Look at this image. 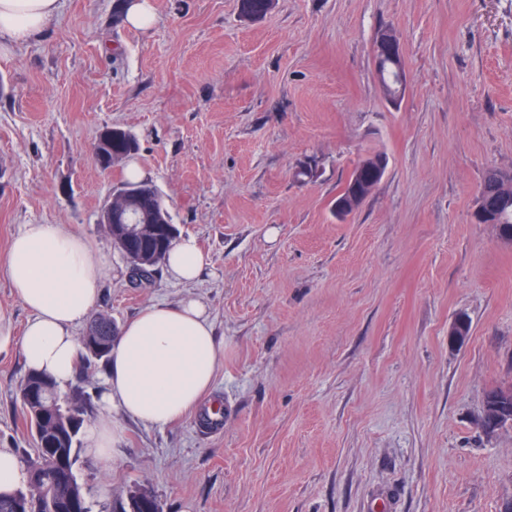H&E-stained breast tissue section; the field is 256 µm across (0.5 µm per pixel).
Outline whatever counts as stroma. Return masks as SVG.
Returning <instances> with one entry per match:
<instances>
[{"instance_id": "1", "label": "stroma", "mask_w": 512, "mask_h": 512, "mask_svg": "<svg viewBox=\"0 0 512 512\" xmlns=\"http://www.w3.org/2000/svg\"><path fill=\"white\" fill-rule=\"evenodd\" d=\"M61 0L0 60V324L30 317L3 274L12 238L58 224L103 257L90 317L123 325L192 295L224 345L213 434L191 412L158 428L113 412L110 461L79 450L94 512L131 486L162 512H503L512 427L478 420L512 383V243L473 213L486 174L512 172V0ZM401 39L385 97L373 44ZM118 126L180 235L209 260L194 285L132 283L101 207L127 164L101 169ZM388 168L346 220L332 207L368 155ZM467 342L448 344L457 315ZM19 350L0 352V448L29 450ZM125 6V21L136 29H143L155 20L152 0H130ZM116 130V127L103 129L96 140L95 155L101 167L106 166L111 161L107 151L112 150V159H115L117 162H119L131 156L132 154L130 153L136 148L132 136L127 131H125L126 136H128L130 140L132 139L133 146L131 147L129 145H125L122 141H116L113 142L111 147L112 132H115Z\"/></svg>"}]
</instances>
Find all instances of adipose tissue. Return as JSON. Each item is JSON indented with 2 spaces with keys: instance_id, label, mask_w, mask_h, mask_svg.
I'll return each instance as SVG.
<instances>
[{
  "instance_id": "obj_1",
  "label": "adipose tissue",
  "mask_w": 512,
  "mask_h": 512,
  "mask_svg": "<svg viewBox=\"0 0 512 512\" xmlns=\"http://www.w3.org/2000/svg\"><path fill=\"white\" fill-rule=\"evenodd\" d=\"M59 9L60 0H0V51L11 53L38 36ZM207 266L194 238L180 239L169 252L167 269L180 282H195ZM100 267L98 253L82 236L57 224L26 225L12 241L5 274L31 317L22 335H0V351L19 349L29 370L66 388L82 352L74 330L94 303ZM223 358L201 301L146 306L112 345L103 413L88 431V453L111 458L119 438L113 411L154 427L182 418L210 389Z\"/></svg>"
}]
</instances>
